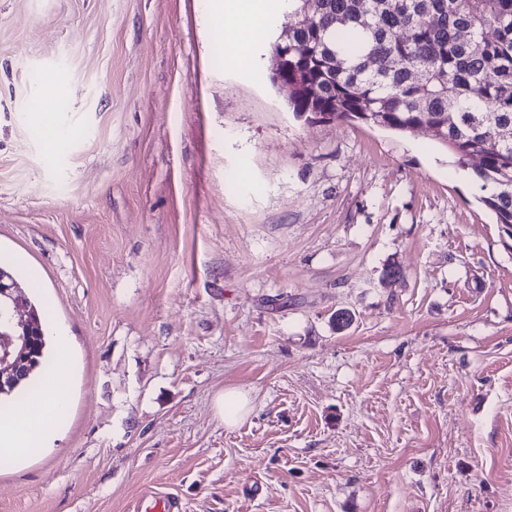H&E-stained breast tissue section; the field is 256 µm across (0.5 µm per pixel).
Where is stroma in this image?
I'll return each mask as SVG.
<instances>
[{"instance_id": "obj_1", "label": "stroma", "mask_w": 512, "mask_h": 512, "mask_svg": "<svg viewBox=\"0 0 512 512\" xmlns=\"http://www.w3.org/2000/svg\"><path fill=\"white\" fill-rule=\"evenodd\" d=\"M213 0H0V252L71 416L0 512H512V238L421 130L295 114ZM74 135L43 145L46 80ZM351 312L337 329L336 311ZM244 389L250 415L215 409ZM215 405L227 427L238 425L252 410L248 393L242 389L225 390L218 395Z\"/></svg>"}]
</instances>
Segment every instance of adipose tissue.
<instances>
[{
  "instance_id": "1",
  "label": "adipose tissue",
  "mask_w": 512,
  "mask_h": 512,
  "mask_svg": "<svg viewBox=\"0 0 512 512\" xmlns=\"http://www.w3.org/2000/svg\"><path fill=\"white\" fill-rule=\"evenodd\" d=\"M218 12L231 20L234 64L241 68L249 66L252 58L248 48L277 21V5L273 0H224ZM45 330L54 343L45 368L31 386L0 404V459L15 464L28 462L48 448L50 427H62L71 411L68 335L52 319L47 321Z\"/></svg>"
}]
</instances>
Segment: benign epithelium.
<instances>
[{"instance_id": "7a95c632", "label": "benign epithelium", "mask_w": 512, "mask_h": 512, "mask_svg": "<svg viewBox=\"0 0 512 512\" xmlns=\"http://www.w3.org/2000/svg\"><path fill=\"white\" fill-rule=\"evenodd\" d=\"M17 300L11 275L0 272V385L20 380L26 374V356L32 351L39 326L29 320H15Z\"/></svg>"}]
</instances>
